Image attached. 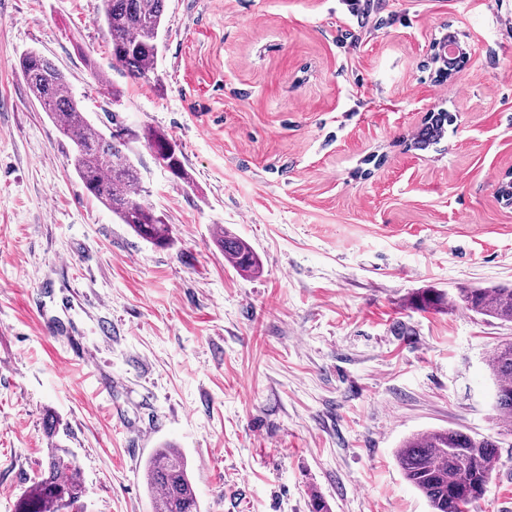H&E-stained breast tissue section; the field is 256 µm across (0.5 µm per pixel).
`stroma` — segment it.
<instances>
[{
    "label": "stroma",
    "instance_id": "35a3bbf8",
    "mask_svg": "<svg viewBox=\"0 0 512 512\" xmlns=\"http://www.w3.org/2000/svg\"><path fill=\"white\" fill-rule=\"evenodd\" d=\"M100 0H0V512L38 477L44 425L79 512H152L145 459L186 455L201 512H430L395 452L499 438L473 512H512V435L487 363L512 323L460 289L512 288V0H165L147 78L112 59ZM470 55L440 77L447 32ZM50 58L94 126L121 122L157 247L87 194L18 68ZM442 108L441 142H410ZM182 150L190 183L145 129ZM226 228L259 273L224 258ZM445 301L420 310L422 292ZM448 39L454 42V45L462 48L461 41L457 35L454 32H448V36L435 40L432 43L430 59L435 65H438L437 68L441 73L451 76L456 70H451L448 67ZM144 138L152 149L155 159L164 161L174 178L184 183H190L183 153L176 142L164 132L151 130L150 128L144 131ZM162 161L159 164L166 168Z\"/></svg>",
    "mask_w": 512,
    "mask_h": 512
}]
</instances>
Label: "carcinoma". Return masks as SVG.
Here are the masks:
<instances>
[{
	"label": "carcinoma",
	"mask_w": 512,
	"mask_h": 512,
	"mask_svg": "<svg viewBox=\"0 0 512 512\" xmlns=\"http://www.w3.org/2000/svg\"><path fill=\"white\" fill-rule=\"evenodd\" d=\"M101 2L112 59L131 79L145 78L157 62L165 0ZM19 70L59 135L73 144L71 164L84 188L142 239L158 247L170 245V225L140 201V172L125 152V127L117 123L108 135L94 128L65 75L48 58L29 52L19 59ZM448 122L449 113H438L418 130L413 147L424 151L439 144ZM144 138L155 159L164 161L174 178L189 182L184 156L176 142L149 128ZM216 243L224 251V258L239 271H260L257 254L243 238L223 228L216 235ZM459 298L476 314L512 322V288H461ZM489 368L497 383L494 408L512 417V343L494 351ZM45 433L51 439L45 467L27 488L15 512H66L85 493L71 452L54 441V420L46 421ZM499 448V441L492 437L447 428L407 438L395 458L406 482L426 498L430 512H469L498 469ZM143 477L153 512H200L191 469L179 449H155L144 463Z\"/></svg>",
	"instance_id": "carcinoma-1"
}]
</instances>
